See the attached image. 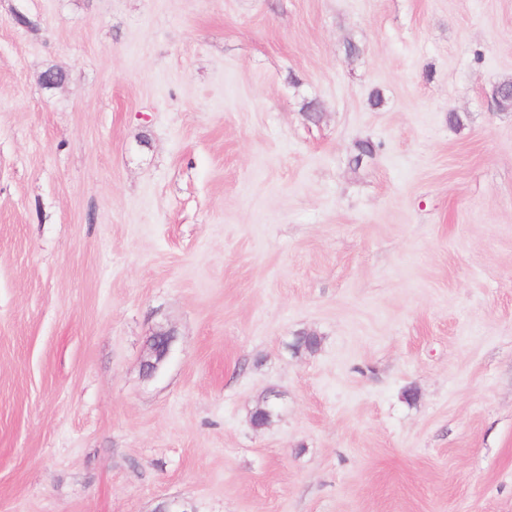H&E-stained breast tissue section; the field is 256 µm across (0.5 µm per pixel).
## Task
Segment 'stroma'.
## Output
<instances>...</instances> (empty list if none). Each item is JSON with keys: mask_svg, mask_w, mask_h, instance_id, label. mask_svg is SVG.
Wrapping results in <instances>:
<instances>
[{"mask_svg": "<svg viewBox=\"0 0 512 512\" xmlns=\"http://www.w3.org/2000/svg\"><path fill=\"white\" fill-rule=\"evenodd\" d=\"M505 77L512 0H0V512H512ZM172 336L170 332L163 331L151 337L147 349L148 359L145 361L147 372H154L159 364L166 358L170 350Z\"/></svg>", "mask_w": 512, "mask_h": 512, "instance_id": "stroma-1", "label": "stroma"}]
</instances>
